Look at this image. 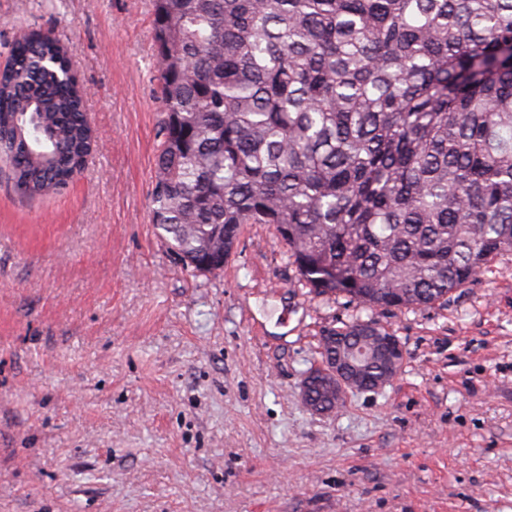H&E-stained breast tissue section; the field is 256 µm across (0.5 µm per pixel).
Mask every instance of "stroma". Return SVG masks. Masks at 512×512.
Instances as JSON below:
<instances>
[{"mask_svg":"<svg viewBox=\"0 0 512 512\" xmlns=\"http://www.w3.org/2000/svg\"><path fill=\"white\" fill-rule=\"evenodd\" d=\"M70 46L97 146L60 193L0 167V512H512V252L445 302L375 309L390 384L318 415L317 339L355 319L296 284L270 224L187 269L152 222V0H0ZM385 344L384 354L386 360L387 372L382 381L377 382L375 389L380 388L381 383H385L387 379H392L397 375L404 361V350L397 336L390 334L383 342Z\"/></svg>","mask_w":512,"mask_h":512,"instance_id":"35a3bbf8","label":"stroma"}]
</instances>
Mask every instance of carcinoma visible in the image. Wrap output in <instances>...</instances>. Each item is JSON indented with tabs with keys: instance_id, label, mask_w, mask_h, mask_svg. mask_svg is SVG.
<instances>
[{
	"instance_id": "1",
	"label": "carcinoma",
	"mask_w": 512,
	"mask_h": 512,
	"mask_svg": "<svg viewBox=\"0 0 512 512\" xmlns=\"http://www.w3.org/2000/svg\"><path fill=\"white\" fill-rule=\"evenodd\" d=\"M164 105L152 221L221 270L243 224L287 233L297 282L369 309L446 301L512 252V0H153ZM69 50L16 39L0 161L55 193L94 145ZM318 341L307 394L336 344Z\"/></svg>"
}]
</instances>
